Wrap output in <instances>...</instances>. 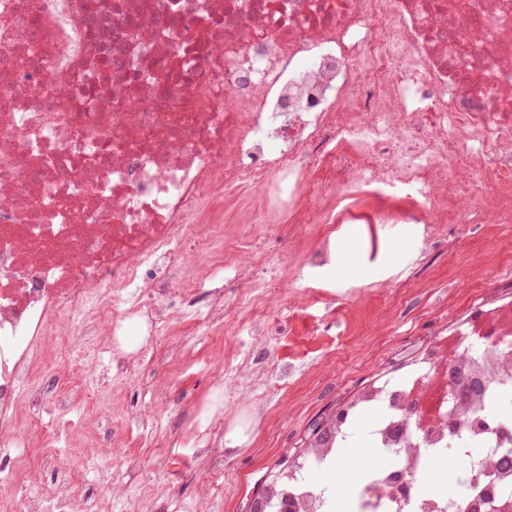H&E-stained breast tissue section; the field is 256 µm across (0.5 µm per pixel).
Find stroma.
<instances>
[{
	"mask_svg": "<svg viewBox=\"0 0 512 512\" xmlns=\"http://www.w3.org/2000/svg\"><path fill=\"white\" fill-rule=\"evenodd\" d=\"M406 193L356 191L341 224H314L270 233L281 282L258 314H236V334L207 333L183 321L178 292L167 299L173 333L152 341L153 354L131 379L115 376L101 357L85 380L43 389L42 419L82 424L80 437H61L56 455L39 439L22 449L32 465L29 492L50 493L80 441L125 458L117 471L81 480L88 493H111L116 512H246L279 460L299 448L311 424L352 397L358 385L410 363L448 316L466 309L479 289L512 280V221L473 218L465 224H400ZM263 192L246 187L219 195L209 216L225 226L252 223ZM359 245L367 276L347 281L304 266L307 253L346 235ZM413 239L417 252L397 273L370 269L383 250ZM261 327L263 341L252 331ZM248 360L237 400L222 417L198 424L194 412L217 391L225 364ZM109 386L113 400L92 420L84 416L91 385ZM245 423L248 443L222 452L231 426Z\"/></svg>",
	"mask_w": 512,
	"mask_h": 512,
	"instance_id": "35a3bbf8",
	"label": "stroma"
}]
</instances>
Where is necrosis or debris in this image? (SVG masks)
Returning a JSON list of instances; mask_svg holds the SVG:
<instances>
[{"instance_id":"4bbe7bcc","label":"necrosis or debris","mask_w":512,"mask_h":512,"mask_svg":"<svg viewBox=\"0 0 512 512\" xmlns=\"http://www.w3.org/2000/svg\"><path fill=\"white\" fill-rule=\"evenodd\" d=\"M330 167L342 199L412 190L406 224L437 212L443 176L463 212L512 214V0H0V445L25 446L24 390L69 363L106 353L131 377L137 357L111 339L136 317L165 330L170 289L206 326L224 323L223 278L238 308H259L271 254L238 260L207 205L249 183L265 223L314 224L310 178ZM96 329L106 342L58 358ZM472 377L482 392L458 403ZM508 388L512 297L479 295L407 373L357 390L331 447L288 474L298 512L313 498L333 512L315 476L366 413L379 462L360 512H512V440L495 428ZM435 461L454 466L453 490L395 488ZM24 486L0 464V512H112L74 478L42 496Z\"/></svg>"}]
</instances>
